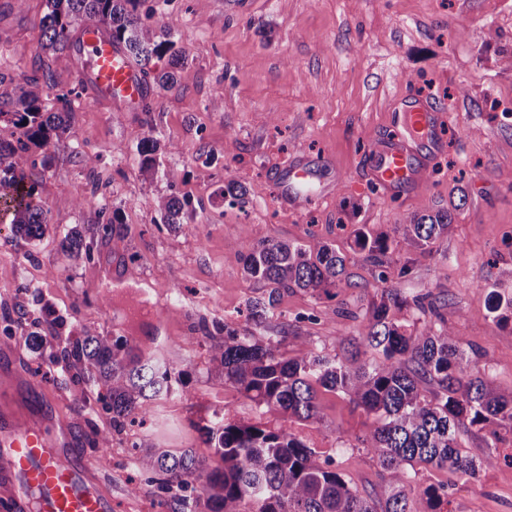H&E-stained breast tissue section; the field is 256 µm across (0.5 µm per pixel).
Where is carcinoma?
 Wrapping results in <instances>:
<instances>
[{
  "label": "carcinoma",
  "mask_w": 512,
  "mask_h": 512,
  "mask_svg": "<svg viewBox=\"0 0 512 512\" xmlns=\"http://www.w3.org/2000/svg\"><path fill=\"white\" fill-rule=\"evenodd\" d=\"M142 0H48L43 18V48L64 51L75 48L71 27L78 18L95 19L108 26L112 40L122 45L141 68L152 60L168 58L175 65L183 51L165 23L141 21L137 10ZM55 87L51 66L40 57L32 72L24 75L17 97L0 102V122L19 130L13 141L0 140V215L9 217V231L16 239L36 240L48 229V210L36 193V170L55 155L70 149L76 138L67 95L56 96L57 111L46 109L49 91ZM154 127L137 146L140 169L156 171L157 139ZM224 198L240 201L245 189L235 178L224 181ZM168 227L192 234L196 227L184 223L186 203L169 195L156 200ZM451 209L414 214L402 225L404 239L414 248L427 250L448 231ZM125 233L118 212H98V221L61 234L59 245L73 261L90 260L99 239ZM355 250L378 270L382 283L392 280L384 257L389 237L359 229ZM244 273L268 296L249 307L259 325L281 292L300 288L313 295L330 289L350 288L345 259L333 245L314 240L294 245L264 239L244 258ZM408 301L395 288L382 291L372 317L359 336L341 338L342 354L329 356L308 348L299 359L280 352L281 341L258 340L235 331L209 350L207 372L224 378L243 392L259 409L282 416L276 428L231 420L229 409L214 412L210 424L200 428L205 443L214 449L222 466L208 469L205 460L190 450L159 448L143 439L132 445L141 471L157 477L167 489L183 490L205 478V497L183 496L173 512H196L204 503L207 512H444L448 493L439 487H415V466L455 468L473 472L477 465L493 466L499 454L493 450L498 429L512 428V397L500 394L493 383L468 370L460 339L445 316L414 334L399 324L398 315ZM490 311L498 324L512 322V296L490 293ZM63 360L79 369L75 393L79 401L102 405L111 423L96 429L92 441L98 459L107 460L112 432L128 421L146 416L157 398L171 390L173 376H182L156 359L143 358L133 338L104 336L89 331L79 336H59ZM34 333L9 328L0 336V347L14 344L37 347ZM371 354L370 361L361 356ZM339 392L375 416L373 428L360 439L377 459L389 495L384 510L370 498L348 486L331 462L320 464L314 449L290 430L288 421L320 422L317 387ZM478 426L488 433L490 451L475 462L462 453L460 432Z\"/></svg>",
  "instance_id": "obj_1"
}]
</instances>
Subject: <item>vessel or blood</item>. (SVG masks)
<instances>
[{
  "label": "vessel or blood",
  "mask_w": 512,
  "mask_h": 512,
  "mask_svg": "<svg viewBox=\"0 0 512 512\" xmlns=\"http://www.w3.org/2000/svg\"><path fill=\"white\" fill-rule=\"evenodd\" d=\"M86 52L84 78L94 94L133 111L145 103L142 73L114 43L106 26L93 22L81 31ZM454 121L453 113L428 102L402 116L409 140L372 151L369 163L377 191L395 195L414 186L421 170L412 163L411 138L428 137ZM317 172L308 164L291 166L279 189L280 201L296 205L316 195ZM12 374L0 378V502L8 512H112V488L97 463L75 448L66 421L19 415L12 406Z\"/></svg>",
  "instance_id": "b4317fda"
}]
</instances>
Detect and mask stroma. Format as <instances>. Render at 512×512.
I'll use <instances>...</instances> for the list:
<instances>
[{
    "label": "stroma",
    "mask_w": 512,
    "mask_h": 512,
    "mask_svg": "<svg viewBox=\"0 0 512 512\" xmlns=\"http://www.w3.org/2000/svg\"><path fill=\"white\" fill-rule=\"evenodd\" d=\"M161 13L186 61L161 60L144 72L151 114L96 97L79 71L77 51L50 55L56 95L68 94L77 139L39 174L36 191L50 231L38 240L0 237V321L26 309L38 315L43 346L9 352L34 382L17 401L75 414V441L86 456L110 416L77 401L78 371L56 358L57 336L90 330L136 338L144 356L188 372L186 391L154 401L150 415L114 433L105 466L114 512H171L168 493L141 473L131 451L147 438L164 448L213 458L199 427L230 406L232 419L274 427L279 414L259 410L233 384L207 373V350L231 328L242 336H278L281 353L307 345L328 355L340 337L357 335L380 298L376 272L353 247L364 228L391 237L390 269L408 265L394 285L407 298L428 297L452 323L470 361L512 396V325L497 324L489 294H512V0H143ZM46 0H0V101L14 98L44 40ZM174 70L163 89L153 79ZM458 113L426 177L388 198L366 182L372 146L400 133L399 113L419 94ZM160 143L155 174L142 172L137 146ZM96 159L84 168L83 157ZM318 169L324 193L297 208L277 198L276 178L299 159ZM235 177L244 203L221 190ZM188 201L197 230L171 231L154 201ZM461 199L448 231L431 251L410 247L407 217ZM117 211L128 233L99 243L91 260L70 261L58 233ZM254 239L305 244L318 238L346 259L351 287L333 298L295 288L281 293L263 324L248 317L266 289L245 276L243 227ZM323 419L292 421L294 433L333 459L347 484L384 504L387 487L357 439L374 418L343 394L319 389ZM417 483L448 490L447 512H512V465L476 472L422 466Z\"/></svg>",
    "instance_id": "35a3bbf8"
}]
</instances>
